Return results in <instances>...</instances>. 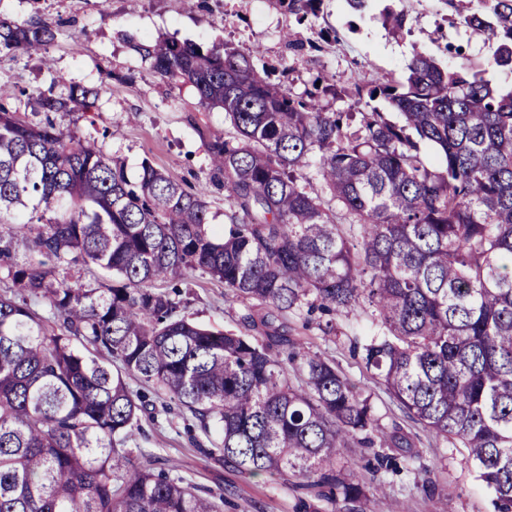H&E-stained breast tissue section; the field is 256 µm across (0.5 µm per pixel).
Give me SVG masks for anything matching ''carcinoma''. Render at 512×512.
<instances>
[{
  "instance_id": "1",
  "label": "carcinoma",
  "mask_w": 512,
  "mask_h": 512,
  "mask_svg": "<svg viewBox=\"0 0 512 512\" xmlns=\"http://www.w3.org/2000/svg\"><path fill=\"white\" fill-rule=\"evenodd\" d=\"M278 2L302 23L323 0ZM383 23L399 33L406 16L387 8ZM462 24L495 41L489 65L512 73V0H475ZM54 38L45 19L0 18V53L40 54ZM135 50L224 109L234 140L205 149L231 222L210 230L208 187L187 191L147 158L132 180L97 142L0 105V512H224V496L126 447L146 403L128 376L189 412L225 466L361 503L333 462L387 446L370 398L274 321L317 312L329 335L330 316L362 304L378 326L366 370L409 419L463 449L497 512H512V88L415 49L403 79L354 87L363 110L325 112L228 43ZM97 96L72 85L36 105L88 111ZM79 263L101 273L84 281ZM194 271L267 310L253 333L183 314L173 281Z\"/></svg>"
}]
</instances>
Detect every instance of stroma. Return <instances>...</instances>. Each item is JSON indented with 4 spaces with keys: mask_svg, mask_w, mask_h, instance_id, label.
Wrapping results in <instances>:
<instances>
[{
    "mask_svg": "<svg viewBox=\"0 0 512 512\" xmlns=\"http://www.w3.org/2000/svg\"><path fill=\"white\" fill-rule=\"evenodd\" d=\"M469 0H368L353 12L346 0H324L318 17L297 22L276 0H0V14L25 24L44 18L56 25L48 47L54 61L46 69L39 58L21 53L0 54V86L15 88L4 102L27 120H44L34 108L37 92L68 96L73 84L94 86L99 95L91 112H57L53 119L79 137H94L104 153L124 162L137 178L143 159H150L182 185L208 186L212 227L227 224L231 213L223 190L211 187L204 141L227 136L230 126L220 108L200 104L193 87L169 84L157 77L150 59L135 51L158 37L191 41L203 48L233 44L266 68L283 92L303 94L316 77L330 79L338 89L367 85L386 75L402 79L412 51L436 58L442 66L461 62L484 69L494 84L512 85V74L490 67L495 43L470 38L457 20ZM404 11L403 33L382 23L385 8ZM290 31L299 50L285 45ZM336 93L321 95L326 111L348 110L350 102ZM184 313L194 322L218 330L246 331L249 317H262L224 294L223 283L196 271L183 291ZM279 333L332 361L371 398L381 429L389 437L384 452L412 458L410 471L373 476L358 452L345 453L334 467L362 485V512H386L399 502L402 512H496L495 495L478 479L462 449L434 439L411 422L376 384L351 352L353 339L373 335L368 306L337 315L335 330L323 336L304 325L303 314L289 312L275 320ZM183 416L142 421L139 447L155 451L179 465L194 483L223 495L224 512H347L343 502L317 498L298 490L284 476L250 475L203 456L190 443Z\"/></svg>",
    "mask_w": 512,
    "mask_h": 512,
    "instance_id": "stroma-1",
    "label": "stroma"
}]
</instances>
